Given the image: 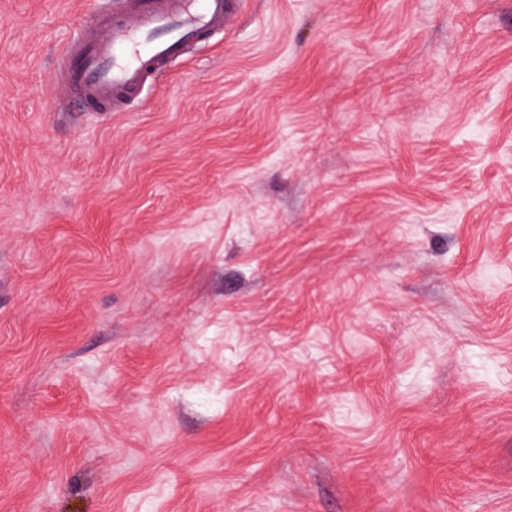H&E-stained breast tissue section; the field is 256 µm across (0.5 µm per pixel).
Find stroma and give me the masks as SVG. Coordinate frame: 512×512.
Returning <instances> with one entry per match:
<instances>
[{
    "instance_id": "stroma-1",
    "label": "stroma",
    "mask_w": 512,
    "mask_h": 512,
    "mask_svg": "<svg viewBox=\"0 0 512 512\" xmlns=\"http://www.w3.org/2000/svg\"><path fill=\"white\" fill-rule=\"evenodd\" d=\"M95 0H0V512H512V0H243L124 112Z\"/></svg>"
}]
</instances>
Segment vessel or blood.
I'll return each mask as SVG.
<instances>
[{"label":"vessel or blood","mask_w":512,"mask_h":512,"mask_svg":"<svg viewBox=\"0 0 512 512\" xmlns=\"http://www.w3.org/2000/svg\"><path fill=\"white\" fill-rule=\"evenodd\" d=\"M233 0H105L96 26L81 27L61 59L59 84L108 112L137 101L186 48L221 33Z\"/></svg>","instance_id":"obj_1"}]
</instances>
